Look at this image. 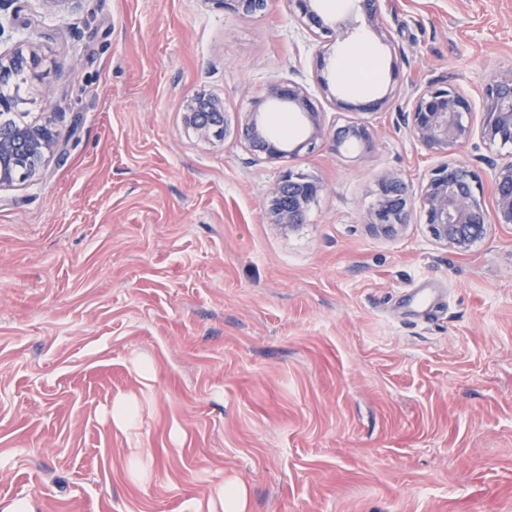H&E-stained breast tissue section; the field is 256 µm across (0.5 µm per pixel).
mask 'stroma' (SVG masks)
Here are the masks:
<instances>
[{
	"label": "stroma",
	"mask_w": 512,
	"mask_h": 512,
	"mask_svg": "<svg viewBox=\"0 0 512 512\" xmlns=\"http://www.w3.org/2000/svg\"><path fill=\"white\" fill-rule=\"evenodd\" d=\"M382 19L386 44L364 22L312 38L294 0L249 19L26 0L0 51L41 59L25 121L63 110L39 175L0 189V512H192L234 484L246 512H512V224L459 251L417 211L392 235L364 220L383 174L416 194L437 163L413 96L455 87L480 122L512 70V0H382ZM362 39L382 63L366 99L397 93L336 111V57ZM284 78L369 142L301 149L291 111L296 153L257 161L240 124ZM197 92L223 98L225 137L184 125ZM285 169L324 186L295 227L267 214ZM423 276L429 320L400 306Z\"/></svg>",
	"instance_id": "stroma-1"
}]
</instances>
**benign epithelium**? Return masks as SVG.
<instances>
[{
	"label": "benign epithelium",
	"instance_id": "obj_1",
	"mask_svg": "<svg viewBox=\"0 0 512 512\" xmlns=\"http://www.w3.org/2000/svg\"><path fill=\"white\" fill-rule=\"evenodd\" d=\"M216 8L241 18L253 17L268 9L269 0H210ZM315 0H297L301 20L307 32L316 37L321 33L342 34L351 25L348 17H328L314 7ZM355 13L364 17L372 31L385 36L381 18V0H356ZM34 52L19 49L10 55L0 54V82L21 67L35 65ZM265 103L272 108H288L300 113L308 125V138L295 146L314 149L317 141L327 134L322 113L300 84L281 79L270 84L256 106ZM61 111V102L49 96L46 116L40 123L20 122L17 126L0 129V189L16 180L36 175L45 154L58 143L59 132L53 116ZM473 107L469 98L456 88L430 87L412 100L407 123L412 137L430 154L442 158L434 168L417 198L433 237L461 250L469 249L485 232L487 212L484 202L475 192V175L454 158L456 152L474 137L489 147L512 144V71L502 74L487 85L480 127L472 122ZM183 122L203 137L210 133H226L224 101L213 95L196 93L186 100ZM242 135L250 151L260 160H279L292 153L280 141L265 136L258 124L257 113L242 127ZM336 145L350 140L366 141L369 133L364 126H339L333 129ZM494 169V219L497 224H512V159ZM323 191L317 179L282 172L269 201L268 214L273 223L293 226L303 224L310 204ZM377 201L368 212V223L383 232L393 234L408 222L412 200L407 187L397 177L383 176L376 189Z\"/></svg>",
	"mask_w": 512,
	"mask_h": 512
}]
</instances>
